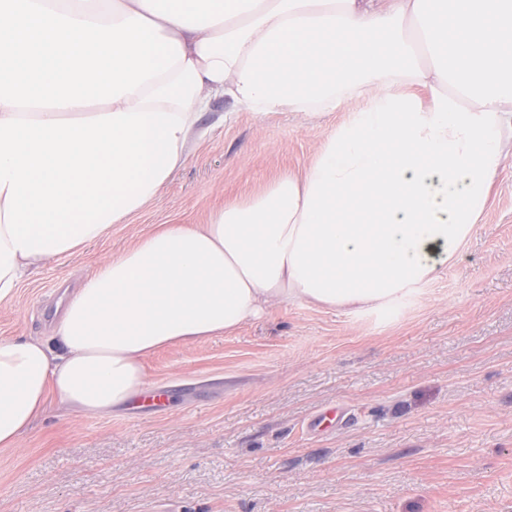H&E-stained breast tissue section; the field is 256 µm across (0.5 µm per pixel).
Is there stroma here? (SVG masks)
<instances>
[{
	"label": "stroma",
	"mask_w": 512,
	"mask_h": 512,
	"mask_svg": "<svg viewBox=\"0 0 512 512\" xmlns=\"http://www.w3.org/2000/svg\"><path fill=\"white\" fill-rule=\"evenodd\" d=\"M257 118L227 97L160 197L82 252L28 271L0 304V337H47L52 291H74L161 224L308 166L335 124ZM163 411L101 417L61 404L0 448V512H512V156L457 260L378 312L271 307L228 336L147 358ZM343 407L335 431L307 424Z\"/></svg>",
	"instance_id": "stroma-1"
}]
</instances>
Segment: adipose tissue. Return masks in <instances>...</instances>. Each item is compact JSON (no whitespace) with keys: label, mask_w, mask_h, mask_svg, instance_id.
Wrapping results in <instances>:
<instances>
[{"label":"adipose tissue","mask_w":512,"mask_h":512,"mask_svg":"<svg viewBox=\"0 0 512 512\" xmlns=\"http://www.w3.org/2000/svg\"><path fill=\"white\" fill-rule=\"evenodd\" d=\"M222 95L258 117L363 105L303 176L112 256L50 341L0 338V448L54 398L109 414L147 357L272 305L419 296L512 154V0H0V303L156 201Z\"/></svg>","instance_id":"obj_1"}]
</instances>
